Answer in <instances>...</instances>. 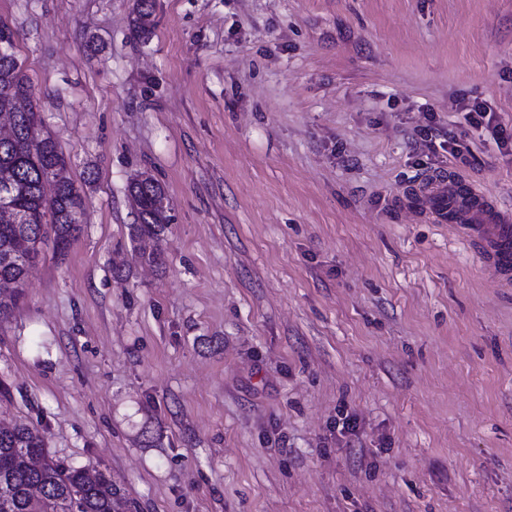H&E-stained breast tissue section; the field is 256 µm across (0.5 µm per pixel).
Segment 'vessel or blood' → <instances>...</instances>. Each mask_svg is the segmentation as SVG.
<instances>
[{"instance_id": "vessel-or-blood-1", "label": "vessel or blood", "mask_w": 512, "mask_h": 512, "mask_svg": "<svg viewBox=\"0 0 512 512\" xmlns=\"http://www.w3.org/2000/svg\"><path fill=\"white\" fill-rule=\"evenodd\" d=\"M438 184L434 178L429 185L412 187L410 193L425 198L434 223L452 224L461 238L477 246L499 280L512 282V213L462 180H455L448 193Z\"/></svg>"}]
</instances>
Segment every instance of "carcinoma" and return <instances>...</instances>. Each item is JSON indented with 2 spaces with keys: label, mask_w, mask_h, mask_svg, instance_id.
<instances>
[{
  "label": "carcinoma",
  "mask_w": 512,
  "mask_h": 512,
  "mask_svg": "<svg viewBox=\"0 0 512 512\" xmlns=\"http://www.w3.org/2000/svg\"><path fill=\"white\" fill-rule=\"evenodd\" d=\"M16 55L15 33L0 23V115L10 117L14 136L0 141V171L9 173V204L15 222L0 223V281L23 295L39 244L52 240L63 256L79 232L84 198L67 175V161L40 113ZM129 195L137 223L131 238L141 259L156 263L145 242L159 237L173 221L164 187L150 176L134 179ZM28 458L40 464L31 467ZM0 512H112L117 495L112 477L89 480L86 469L53 457L43 431L34 426L0 427Z\"/></svg>",
  "instance_id": "carcinoma-1"
}]
</instances>
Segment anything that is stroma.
Returning a JSON list of instances; mask_svg holds the SVG:
<instances>
[{
	"instance_id": "35a3bbf8",
	"label": "stroma",
	"mask_w": 512,
	"mask_h": 512,
	"mask_svg": "<svg viewBox=\"0 0 512 512\" xmlns=\"http://www.w3.org/2000/svg\"><path fill=\"white\" fill-rule=\"evenodd\" d=\"M134 8L0 0L85 202L0 319V422L129 512H512V285L406 194L452 135L512 210V150L460 112L512 132V0ZM462 111L466 112L464 115L466 122L476 128L482 126L483 123H486L487 127H489L496 120L495 112H492L486 104L477 100H475L473 105H463ZM129 195L136 213L137 224H131V238L139 244L141 259L157 263L158 254L147 252L145 242L159 237L173 221L172 207L164 187L150 176L134 179Z\"/></svg>"
}]
</instances>
